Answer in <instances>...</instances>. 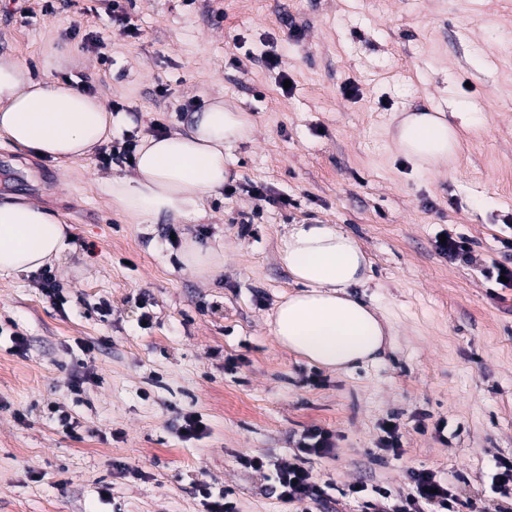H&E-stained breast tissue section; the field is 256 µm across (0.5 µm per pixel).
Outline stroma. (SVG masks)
<instances>
[{
	"label": "stroma",
	"instance_id": "35a3bbf8",
	"mask_svg": "<svg viewBox=\"0 0 512 512\" xmlns=\"http://www.w3.org/2000/svg\"><path fill=\"white\" fill-rule=\"evenodd\" d=\"M0 0V55L118 101L112 138L187 132L223 98L254 128L226 161L233 192L205 217L140 223L98 181L132 173L99 152L62 166L0 142V193L67 224L71 247L49 269L0 277V512H208L198 493L231 489L238 512H296L275 493L308 429L332 431L311 458L326 485L313 512H358L351 485L410 490L431 469L475 512H512L492 493L512 461V0ZM439 108L478 130L454 164L396 154V115ZM263 185L267 199L252 193ZM334 224L370 266L350 297L391 334L373 361L330 372L281 347L278 302L298 287L281 260L294 224ZM463 237L468 262L440 254ZM224 264L202 280L184 241ZM79 388H72V379ZM75 425L67 430L59 414ZM206 425L180 434L184 414ZM402 453L381 451L383 422ZM263 455L267 468H243Z\"/></svg>",
	"mask_w": 512,
	"mask_h": 512
}]
</instances>
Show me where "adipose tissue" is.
Listing matches in <instances>:
<instances>
[{
    "label": "adipose tissue",
    "mask_w": 512,
    "mask_h": 512,
    "mask_svg": "<svg viewBox=\"0 0 512 512\" xmlns=\"http://www.w3.org/2000/svg\"><path fill=\"white\" fill-rule=\"evenodd\" d=\"M56 67L45 59L46 74L37 78L24 59L0 55V139L66 165L107 139L112 114L100 97L54 78ZM251 133L244 113L226 111L219 98L207 101L189 133L145 138L133 175L104 179L98 190L135 219L201 217L205 198L224 187L226 156ZM395 147L440 167L460 144L457 129L442 116L411 112L397 123ZM69 247L66 224L43 206L0 199V276L35 271ZM282 260L300 290L276 305L275 340L330 371L372 360L385 342L387 321L347 294L367 267L358 241L334 224H295L284 238Z\"/></svg>",
    "instance_id": "adipose-tissue-1"
}]
</instances>
